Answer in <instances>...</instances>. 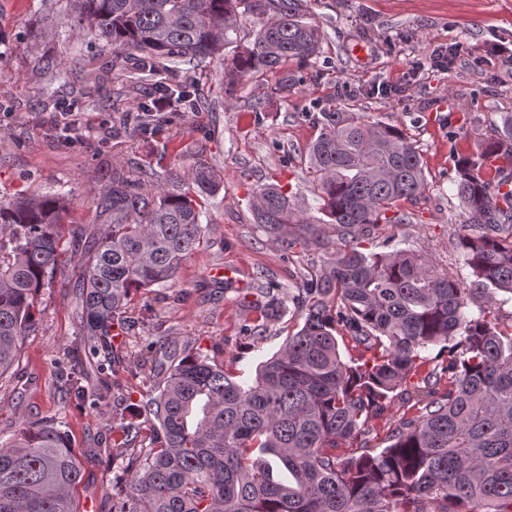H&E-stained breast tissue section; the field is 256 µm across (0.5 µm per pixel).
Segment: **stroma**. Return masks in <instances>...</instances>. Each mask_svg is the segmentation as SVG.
Masks as SVG:
<instances>
[{"label": "stroma", "mask_w": 512, "mask_h": 512, "mask_svg": "<svg viewBox=\"0 0 512 512\" xmlns=\"http://www.w3.org/2000/svg\"><path fill=\"white\" fill-rule=\"evenodd\" d=\"M73 4L0 0V200L64 194L69 230L96 221L97 199L116 172L136 182L148 175L160 181L204 164L223 180L205 200L204 241L171 287L134 292L126 306L135 330L114 344V371L105 378L111 407L63 401L56 387L58 362L83 342L76 317L82 256L66 240L52 284L37 296L35 326L14 366L0 376V438H11L24 424L63 421L84 471L79 512H112L120 469L98 450L121 438L122 420L132 419L157 383L147 343L220 355L238 379L253 380L258 363L293 330L305 276L341 245L309 173L308 145L319 134V113L353 112L397 125L417 144L428 186L400 202L403 223L373 227V248H410L437 270L470 280L455 247L463 220L456 167L462 156L480 155L512 115V0H301L305 20L320 27L324 40L316 59L283 63L279 75H287V87L279 86V76L261 73L230 84L220 61H206L187 76L209 109L171 113L154 135L122 120L137 114L136 87L167 81V72L113 66L111 48L74 26ZM91 65L102 70L96 87L82 76ZM68 110L77 124L64 137L55 126ZM266 183L281 184L300 210L292 251L254 222L250 200ZM311 222L317 233L308 231ZM217 267L230 269L237 287L214 281ZM246 288L271 290L284 305L256 345L242 330L254 316L237 304ZM414 413L393 398L368 423L369 450L386 447L399 421Z\"/></svg>", "instance_id": "stroma-1"}]
</instances>
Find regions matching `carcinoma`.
Segmentation results:
<instances>
[{
    "label": "carcinoma",
    "instance_id": "1",
    "mask_svg": "<svg viewBox=\"0 0 512 512\" xmlns=\"http://www.w3.org/2000/svg\"><path fill=\"white\" fill-rule=\"evenodd\" d=\"M87 23L112 45V65L131 55L143 70L172 64L169 82L138 101L143 133L162 129L152 95L177 94L203 106L181 66L233 48L226 65L235 81L275 73L288 59L308 61L321 48L319 28L304 21L297 0H75ZM259 29L242 42L238 21ZM309 147L320 210L358 240L391 222L387 212L427 187L421 153L397 125L349 112H323ZM512 163V120L481 157L457 164L456 192L465 219L457 247L468 283L440 273L421 253L394 247H338L301 285V323L282 348L242 384L224 363L161 342L158 387L140 401L151 443L122 458L112 512H512V324L493 322L499 293L512 296V189L504 168L483 175V157ZM222 186L201 165L190 180L169 174L147 186L112 173L97 201L99 222L72 230L83 252L78 271L83 352L90 364L113 352L112 330L133 288L164 287L200 246L202 198ZM57 194L0 202V375L13 365L33 325V302L58 265ZM254 221L284 249L302 223L283 187L252 195ZM282 301L266 293L241 307L270 322ZM354 343L344 359L338 339ZM439 350L433 357L426 353ZM432 365L408 395L417 414L401 421L378 453L346 454L368 417L382 414L406 377ZM86 373L59 364L65 400L98 407L107 383L90 391ZM448 389L438 395L441 380ZM83 470L55 420L24 425L0 445V512H78L73 491Z\"/></svg>",
    "mask_w": 512,
    "mask_h": 512
}]
</instances>
